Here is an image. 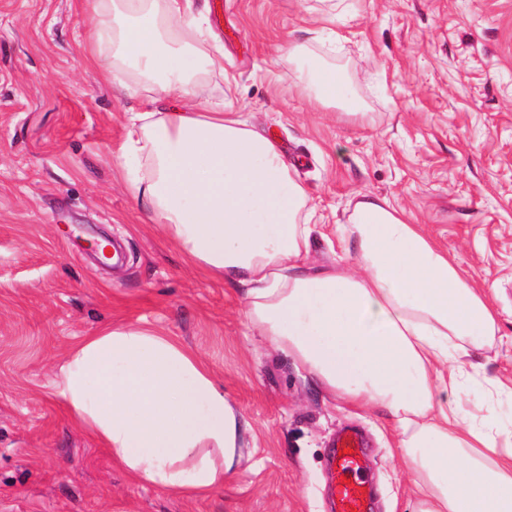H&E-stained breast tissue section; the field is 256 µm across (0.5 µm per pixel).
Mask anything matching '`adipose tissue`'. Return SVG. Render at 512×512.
Masks as SVG:
<instances>
[{
  "instance_id": "adipose-tissue-1",
  "label": "adipose tissue",
  "mask_w": 512,
  "mask_h": 512,
  "mask_svg": "<svg viewBox=\"0 0 512 512\" xmlns=\"http://www.w3.org/2000/svg\"><path fill=\"white\" fill-rule=\"evenodd\" d=\"M88 62L127 88L191 97L223 69L194 0H90ZM324 106L335 69L300 71ZM120 167L136 204L190 260L239 290L249 323L347 406L384 411L418 490L415 512H512V386L475 355L501 331L484 289L388 201L361 197L346 232L356 270L308 265L313 211L278 141L240 112L135 113ZM113 465L189 496L224 483L241 423L207 363L170 336L114 324L70 348L54 382Z\"/></svg>"
}]
</instances>
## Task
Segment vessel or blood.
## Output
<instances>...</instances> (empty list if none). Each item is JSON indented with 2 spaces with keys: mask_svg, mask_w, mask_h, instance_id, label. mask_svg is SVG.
Instances as JSON below:
<instances>
[{
  "mask_svg": "<svg viewBox=\"0 0 512 512\" xmlns=\"http://www.w3.org/2000/svg\"><path fill=\"white\" fill-rule=\"evenodd\" d=\"M360 446L357 433L343 432L336 438L337 453L331 458L330 469L341 478L340 483L331 487L338 512H366L369 494L358 475Z\"/></svg>",
  "mask_w": 512,
  "mask_h": 512,
  "instance_id": "obj_1",
  "label": "vessel or blood"
}]
</instances>
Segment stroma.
<instances>
[{"label":"stroma","mask_w":512,"mask_h":512,"mask_svg":"<svg viewBox=\"0 0 512 512\" xmlns=\"http://www.w3.org/2000/svg\"><path fill=\"white\" fill-rule=\"evenodd\" d=\"M195 0L224 48L192 104L233 103L279 140L318 213L316 267L354 266L342 226L387 198L487 288L501 335L479 360L512 378V0ZM88 0H0V512H332L329 456L357 430L370 512H414L382 412L324 392L247 331L241 293L194 266L129 195L119 167L146 90L105 84ZM339 71L358 114L300 93L279 60ZM120 251L101 264L90 241ZM177 337L250 426L223 488L189 498L137 481L70 416L53 382L101 327Z\"/></svg>","instance_id":"35a3bbf8"}]
</instances>
